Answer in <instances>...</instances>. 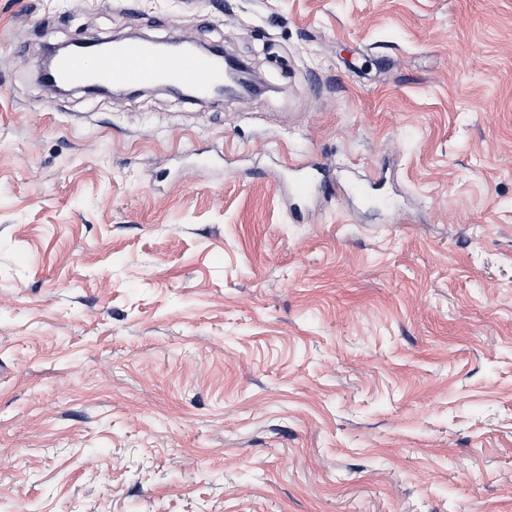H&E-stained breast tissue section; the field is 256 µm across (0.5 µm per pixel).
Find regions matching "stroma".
<instances>
[{
    "mask_svg": "<svg viewBox=\"0 0 512 512\" xmlns=\"http://www.w3.org/2000/svg\"><path fill=\"white\" fill-rule=\"evenodd\" d=\"M128 30L268 90L39 82ZM0 512H512V0H0ZM288 170L293 174L290 180L291 197L307 201L316 195L321 175L316 166L298 162L289 164Z\"/></svg>",
    "mask_w": 512,
    "mask_h": 512,
    "instance_id": "35a3bbf8",
    "label": "stroma"
}]
</instances>
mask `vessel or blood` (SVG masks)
<instances>
[{
    "instance_id": "1",
    "label": "vessel or blood",
    "mask_w": 512,
    "mask_h": 512,
    "mask_svg": "<svg viewBox=\"0 0 512 512\" xmlns=\"http://www.w3.org/2000/svg\"><path fill=\"white\" fill-rule=\"evenodd\" d=\"M227 64L222 55L190 49L161 53L152 45L134 39L114 41L106 50L93 48L60 54L51 74L58 87L112 84L115 86L171 83L194 88L205 95L224 82ZM293 198L306 201L315 196L319 169L311 164L290 165Z\"/></svg>"
}]
</instances>
